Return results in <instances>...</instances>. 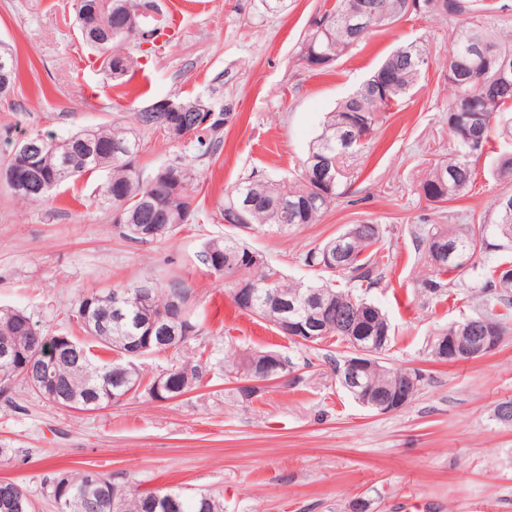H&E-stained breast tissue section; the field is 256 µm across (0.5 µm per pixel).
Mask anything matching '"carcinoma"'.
Here are the masks:
<instances>
[{
  "mask_svg": "<svg viewBox=\"0 0 512 512\" xmlns=\"http://www.w3.org/2000/svg\"><path fill=\"white\" fill-rule=\"evenodd\" d=\"M354 1L367 6L374 16L375 30L414 13L410 0H336L302 37L298 61L303 68L314 71L324 58L336 61L370 34L347 21ZM418 2L422 15L457 26L448 53V84L453 91L448 131L456 149L448 159L431 166L420 183L428 202H455L466 196L474 182L475 164L489 140L491 121H501V134L512 137V33L491 27L489 14L497 6L485 0ZM146 3L156 4L157 15L146 19L139 14ZM74 11L81 39H94L87 46L98 53L100 70L115 81L138 70L142 61L159 49L156 39L171 29L169 14L160 0H74ZM505 62L509 74L502 78L499 69ZM428 64L426 45L411 42L397 46L357 90L326 114L322 132L300 163L298 178L280 182L252 175L243 178L225 191L220 215L243 212L246 221L233 225L239 231L266 227L282 234L319 223L342 195L343 156L364 144L379 125L381 113L416 87ZM233 118L231 112H215L207 125L195 131L190 141L200 156L219 154L224 124ZM40 144L36 160L39 176L32 180L28 193L19 197L22 202H42L71 179L96 173L102 182L94 202L112 211L113 224L131 242L161 240L194 215V166L180 159L144 174L140 139L118 121L60 137L46 136ZM493 177L512 183V154L498 160ZM503 196L506 204L492 201L483 223L477 226L430 224L419 228L417 238L430 270L423 281L425 292L444 293V275L474 266L477 254L489 247L487 232L512 242V192ZM163 208L168 211V222L162 232L151 237L139 235L142 225L160 223L159 210ZM382 242L379 227L364 224L356 235L347 229L309 249L302 261L323 273L317 282L286 281L238 235L205 241L197 257L222 277L227 276L225 265L240 263L242 281L254 288L253 306L246 309L249 314L275 327L284 317L303 323L316 315L323 330L316 343L335 337L347 346L349 333L342 326L345 316L358 321L363 336H377L382 329L392 335L382 311L358 294V289H370L382 280ZM328 252L339 253L335 263H326ZM337 275L345 276L347 284H336ZM477 288L483 302L480 314L449 324L433 340L465 336L470 326L482 321L495 323L500 333L506 334L498 307L512 310V268L494 267ZM188 295L179 283L164 284L154 278L86 294L68 310V320L77 323L85 338L77 339L66 327L60 335L68 338V344L60 350L57 336L39 332L25 311L0 307V352L23 350L18 358L0 361V375L6 383L0 388V397L10 399L21 386L66 408L71 400L110 399L117 403L138 392L164 401L199 388L209 369L208 362L202 361L204 352L195 351L201 326L188 306ZM174 298L183 302V321L167 317ZM94 347L114 357L104 360L92 351ZM169 350L180 358L145 379L138 361ZM46 357L53 360L58 381L54 390L37 388L28 378L29 370ZM263 357V351L255 350L227 360L225 376L243 380L251 361ZM407 372L406 368L394 369L377 361L364 375L363 384L367 389H384L397 384ZM44 491L55 504L67 499L85 503V507L67 512H168L165 500L170 496L178 502L175 512H224V498L211 492L187 497L171 487L141 490L133 481L121 485L108 473L88 469L52 472L44 478ZM0 512H33L32 500L22 484L0 479Z\"/></svg>",
  "mask_w": 512,
  "mask_h": 512,
  "instance_id": "1",
  "label": "carcinoma"
}]
</instances>
